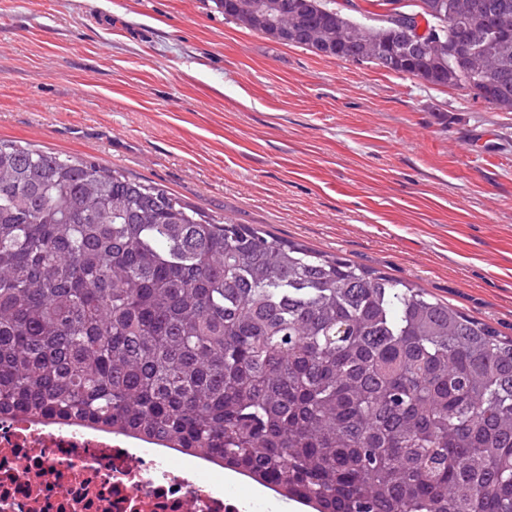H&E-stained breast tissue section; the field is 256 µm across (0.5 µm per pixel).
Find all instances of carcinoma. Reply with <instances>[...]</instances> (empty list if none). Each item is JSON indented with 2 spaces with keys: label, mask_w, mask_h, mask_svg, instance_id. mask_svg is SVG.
<instances>
[{
  "label": "carcinoma",
  "mask_w": 512,
  "mask_h": 512,
  "mask_svg": "<svg viewBox=\"0 0 512 512\" xmlns=\"http://www.w3.org/2000/svg\"><path fill=\"white\" fill-rule=\"evenodd\" d=\"M448 0H280L323 30L429 43L393 72L512 112L507 74L439 52L483 41ZM426 29L417 34L420 22ZM348 60L353 43L294 42ZM105 426L219 459L314 512H512V337L410 281L151 181L0 141V417Z\"/></svg>",
  "instance_id": "1"
}]
</instances>
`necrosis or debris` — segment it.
<instances>
[{
    "label": "necrosis or debris",
    "mask_w": 512,
    "mask_h": 512,
    "mask_svg": "<svg viewBox=\"0 0 512 512\" xmlns=\"http://www.w3.org/2000/svg\"><path fill=\"white\" fill-rule=\"evenodd\" d=\"M213 459L75 422L0 419V512H257Z\"/></svg>",
    "instance_id": "necrosis-or-debris-1"
}]
</instances>
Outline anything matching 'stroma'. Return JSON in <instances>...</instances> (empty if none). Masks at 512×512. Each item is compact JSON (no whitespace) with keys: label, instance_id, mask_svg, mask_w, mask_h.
<instances>
[{"label":"stroma","instance_id":"35a3bbf8","mask_svg":"<svg viewBox=\"0 0 512 512\" xmlns=\"http://www.w3.org/2000/svg\"><path fill=\"white\" fill-rule=\"evenodd\" d=\"M0 140L157 183L512 336V112L467 90L276 42L213 0H0Z\"/></svg>","mask_w":512,"mask_h":512}]
</instances>
